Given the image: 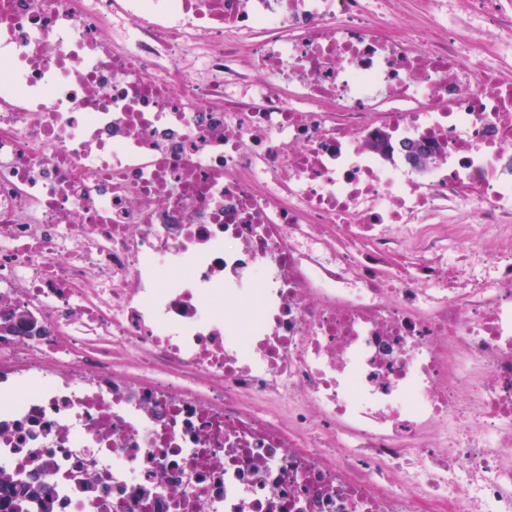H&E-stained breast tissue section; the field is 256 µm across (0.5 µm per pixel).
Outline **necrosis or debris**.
I'll list each match as a JSON object with an SVG mask.
<instances>
[{
    "instance_id": "1",
    "label": "necrosis or debris",
    "mask_w": 512,
    "mask_h": 512,
    "mask_svg": "<svg viewBox=\"0 0 512 512\" xmlns=\"http://www.w3.org/2000/svg\"><path fill=\"white\" fill-rule=\"evenodd\" d=\"M384 2L0 0V312L52 329L0 467L53 512H512V0Z\"/></svg>"
}]
</instances>
